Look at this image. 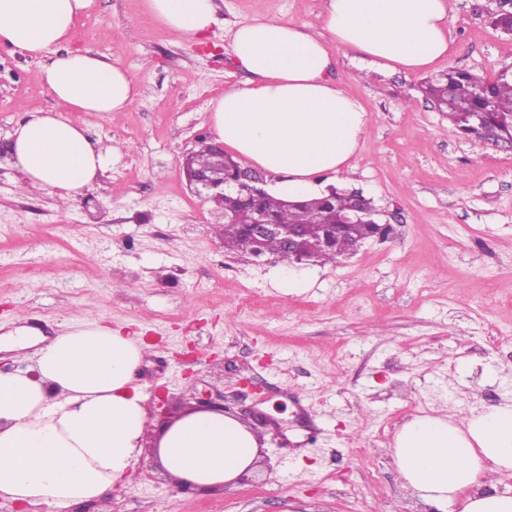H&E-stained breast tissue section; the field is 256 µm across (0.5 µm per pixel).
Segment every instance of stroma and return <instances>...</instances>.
<instances>
[{"label":"stroma","instance_id":"1","mask_svg":"<svg viewBox=\"0 0 512 512\" xmlns=\"http://www.w3.org/2000/svg\"><path fill=\"white\" fill-rule=\"evenodd\" d=\"M453 47L434 73L492 79L512 67L504 0H452ZM322 0H216L206 44L168 33L144 0H95L71 48L118 59L138 94L122 112L83 114L115 145L70 204L28 189L8 152L28 113L56 108L42 64L0 47V368L34 365L64 324L138 333L134 383L150 434L112 512H428L391 454L396 430L432 410L512 402V151L448 128L419 90L426 74L332 77L368 110L356 155L330 186L362 193L394 227L336 262L302 267L224 249L219 217L182 162L212 138L208 107L244 73L239 22L321 24ZM308 285L283 293L278 280ZM208 391L246 421L266 463L231 491L175 488L155 433ZM166 394V412L156 408Z\"/></svg>","mask_w":512,"mask_h":512}]
</instances>
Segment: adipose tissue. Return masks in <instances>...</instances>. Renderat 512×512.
<instances>
[{
  "label": "adipose tissue",
  "instance_id": "ef3b65f1",
  "mask_svg": "<svg viewBox=\"0 0 512 512\" xmlns=\"http://www.w3.org/2000/svg\"><path fill=\"white\" fill-rule=\"evenodd\" d=\"M94 0H0V45L41 59L59 111L30 113L11 133L26 184L69 200L94 184L109 157L80 113L108 115L133 102L119 64L67 50ZM167 31L204 43L215 0H145ZM450 0H324L320 32L290 20L254 19L233 35L249 79L210 105L216 141L271 175L267 191L290 202L326 194V175L356 153L367 110L330 78L329 46L381 71L425 72L453 39ZM140 336L74 322L44 346L32 368L0 371V497L47 512L96 504L107 512L115 485L134 470L147 431L145 397L133 383ZM262 447L237 418L190 410L157 442L158 461L179 486L234 488ZM392 456L406 486L435 512H512V493L484 489L489 472L512 475V405L461 422L418 414L397 431Z\"/></svg>",
  "mask_w": 512,
  "mask_h": 512
}]
</instances>
